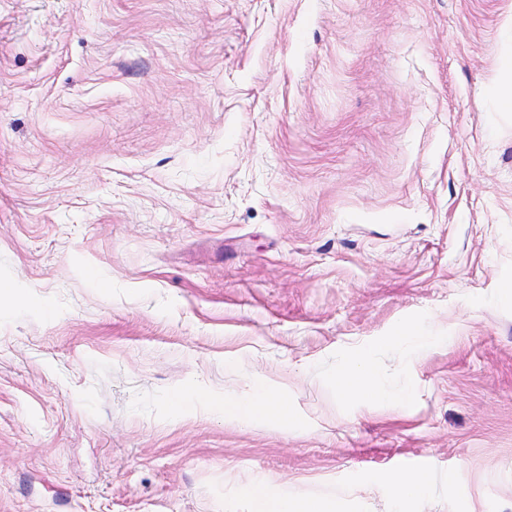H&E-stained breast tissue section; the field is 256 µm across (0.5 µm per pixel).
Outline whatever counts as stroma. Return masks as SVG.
I'll list each match as a JSON object with an SVG mask.
<instances>
[{"instance_id": "obj_1", "label": "stroma", "mask_w": 512, "mask_h": 512, "mask_svg": "<svg viewBox=\"0 0 512 512\" xmlns=\"http://www.w3.org/2000/svg\"><path fill=\"white\" fill-rule=\"evenodd\" d=\"M511 20L0 0V512H512ZM340 390L345 394H354L369 404L378 397L372 368L363 362L354 363L338 381ZM224 407L231 409L237 414H249L266 419H282L288 413V409L265 395H257L245 401L233 397L224 400ZM428 481L425 478L407 475L398 472L392 479L395 511L412 512L413 501L424 495L428 490ZM254 512H322L320 504L312 499H275L268 494L259 495Z\"/></svg>"}]
</instances>
